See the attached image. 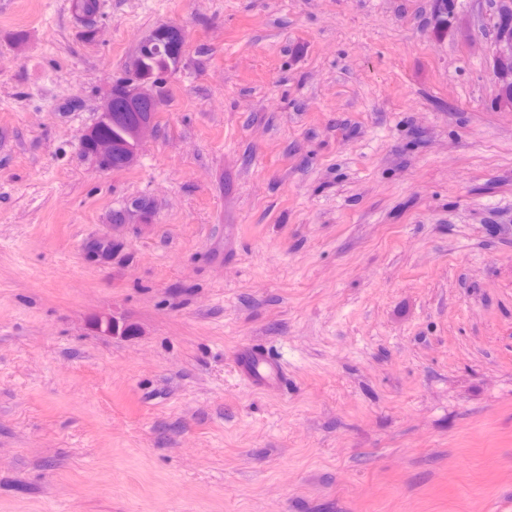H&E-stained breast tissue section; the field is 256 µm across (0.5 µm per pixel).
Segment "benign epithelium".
<instances>
[{"label":"benign epithelium","mask_w":512,"mask_h":512,"mask_svg":"<svg viewBox=\"0 0 512 512\" xmlns=\"http://www.w3.org/2000/svg\"><path fill=\"white\" fill-rule=\"evenodd\" d=\"M458 0H434V17L455 19ZM499 24L491 39L492 73L501 87L512 88V0H497ZM184 42L182 30L176 25L158 27L142 40V53L169 49ZM125 70L127 77L109 86L103 98L95 122L83 137L101 170L127 169L137 164L140 146L156 132L157 113L165 105V84L161 78L142 73L141 53L129 58ZM113 122L119 123L116 136H105L101 128ZM148 211V203L137 199L113 212L112 223L129 224ZM112 255V239L92 242L86 256L100 261Z\"/></svg>","instance_id":"benign-epithelium-1"}]
</instances>
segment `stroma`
I'll return each instance as SVG.
<instances>
[{"mask_svg":"<svg viewBox=\"0 0 512 512\" xmlns=\"http://www.w3.org/2000/svg\"><path fill=\"white\" fill-rule=\"evenodd\" d=\"M432 10L101 0L89 41L71 0H0V512H500L512 107L490 0ZM163 25L157 132L99 170L83 135ZM248 343L287 390L237 376ZM184 35L182 30L175 25H168L158 27L146 35L141 44L142 52L144 54L151 52V50H159L161 47L168 49L167 51H160L158 53L151 52L146 60L145 68L149 72L165 71L166 73H173L177 71L180 66V58L172 50V46H180L181 51L184 52Z\"/></svg>","mask_w":512,"mask_h":512,"instance_id":"1","label":"stroma"}]
</instances>
